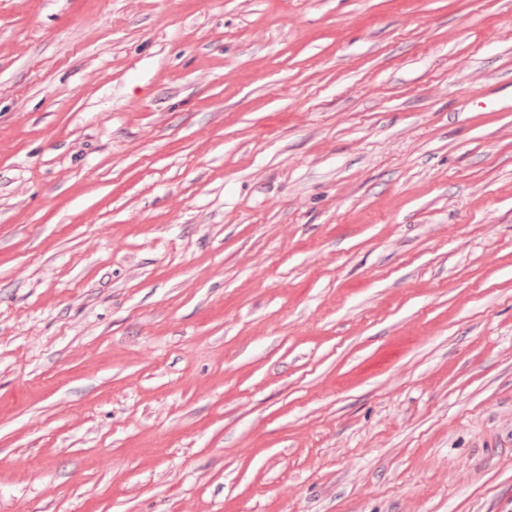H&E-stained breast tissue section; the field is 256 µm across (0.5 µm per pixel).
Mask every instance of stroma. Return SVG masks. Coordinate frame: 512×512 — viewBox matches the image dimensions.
I'll use <instances>...</instances> for the list:
<instances>
[{"label":"stroma","instance_id":"35a3bbf8","mask_svg":"<svg viewBox=\"0 0 512 512\" xmlns=\"http://www.w3.org/2000/svg\"><path fill=\"white\" fill-rule=\"evenodd\" d=\"M0 512H512V0H0Z\"/></svg>","mask_w":512,"mask_h":512}]
</instances>
